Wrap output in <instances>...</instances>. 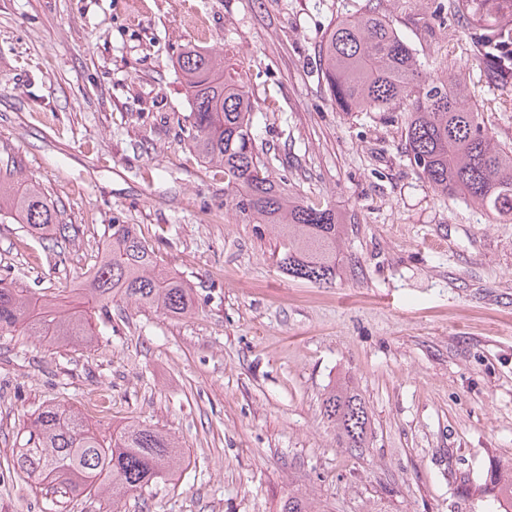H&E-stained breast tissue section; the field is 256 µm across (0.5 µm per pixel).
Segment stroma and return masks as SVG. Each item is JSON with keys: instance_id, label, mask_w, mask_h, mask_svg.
<instances>
[{"instance_id": "35a3bbf8", "label": "stroma", "mask_w": 512, "mask_h": 512, "mask_svg": "<svg viewBox=\"0 0 512 512\" xmlns=\"http://www.w3.org/2000/svg\"><path fill=\"white\" fill-rule=\"evenodd\" d=\"M369 3L425 75L461 65L462 93L512 144V102L435 0H0V180L37 185L81 227L60 258L0 222V278L80 287L112 225L135 224L191 300L179 316L94 314L89 348L0 337V512H49L6 465L50 404L104 435L150 425L186 459L173 480L66 512H281L291 493L314 512H502L480 490L489 469L512 474V221L430 188L405 112L331 101L320 45ZM188 44L242 67L274 177L345 217L332 287L279 269L275 230L241 223L189 146L173 67ZM341 383L369 410L357 452L322 414Z\"/></svg>"}]
</instances>
